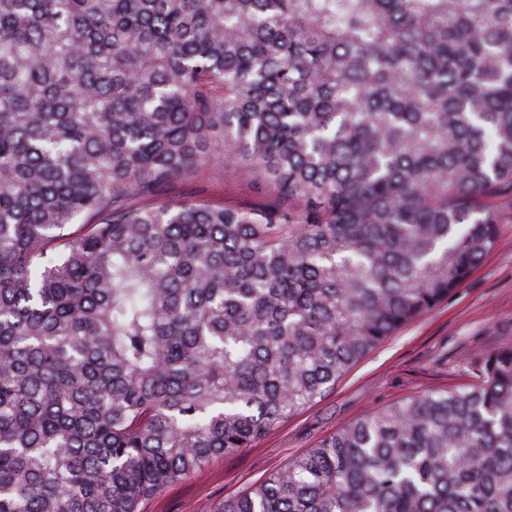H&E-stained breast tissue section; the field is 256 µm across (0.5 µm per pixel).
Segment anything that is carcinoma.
I'll return each mask as SVG.
<instances>
[{
	"label": "carcinoma",
	"mask_w": 512,
	"mask_h": 512,
	"mask_svg": "<svg viewBox=\"0 0 512 512\" xmlns=\"http://www.w3.org/2000/svg\"><path fill=\"white\" fill-rule=\"evenodd\" d=\"M219 163L263 201L172 195ZM510 202L512 0H0V512L253 447ZM211 512H512V347Z\"/></svg>",
	"instance_id": "1"
}]
</instances>
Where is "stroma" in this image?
<instances>
[{
	"mask_svg": "<svg viewBox=\"0 0 512 512\" xmlns=\"http://www.w3.org/2000/svg\"><path fill=\"white\" fill-rule=\"evenodd\" d=\"M184 191L210 202H257L248 180L215 165ZM512 345V215L500 218L495 248L468 280L351 368L324 398L282 422L251 448L213 458L190 479L143 501L140 512H210L353 421L428 389L473 382L478 352Z\"/></svg>",
	"mask_w": 512,
	"mask_h": 512,
	"instance_id": "35a3bbf8",
	"label": "stroma"
}]
</instances>
